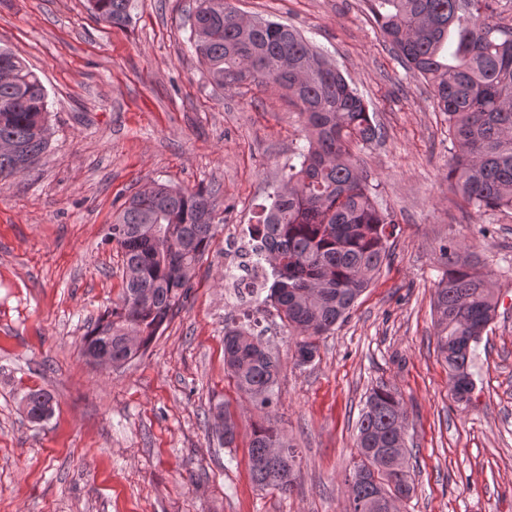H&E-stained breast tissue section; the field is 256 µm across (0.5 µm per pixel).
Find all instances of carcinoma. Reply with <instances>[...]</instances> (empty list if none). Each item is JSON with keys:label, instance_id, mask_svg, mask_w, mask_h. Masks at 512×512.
Wrapping results in <instances>:
<instances>
[{"label": "carcinoma", "instance_id": "1", "mask_svg": "<svg viewBox=\"0 0 512 512\" xmlns=\"http://www.w3.org/2000/svg\"><path fill=\"white\" fill-rule=\"evenodd\" d=\"M99 20H129L131 0H87ZM380 34L401 63L421 76L446 116L454 153L448 187L475 210L512 209V24L502 22L503 0H365ZM191 46L219 87L271 82L288 92L307 130L299 162L268 195L258 223L248 227L254 258L277 261L267 299L288 331L316 351L314 340L345 320L389 259L388 227L355 148L382 136L364 99L345 76L296 29L259 18L247 29L231 0H196ZM0 177L20 175L48 145L35 117L48 114L47 93L26 64L0 51ZM214 195L156 184L135 193L109 226L125 279L119 302L83 338V354L100 347L121 366L147 349L187 299L196 267L215 236ZM445 270L434 299L436 349L450 377L470 368L493 320L498 298L486 276L461 260L457 247H440ZM224 364L237 389L265 410L276 404L279 360L259 336L224 330ZM30 420L51 416L53 397L39 389L24 397ZM398 392L372 388L357 423L358 461L348 491L349 512H387L388 499L414 490L392 466L391 449L406 447ZM281 448L280 458L268 457ZM253 481L293 489L296 449L271 426H257L249 447Z\"/></svg>", "mask_w": 512, "mask_h": 512}]
</instances>
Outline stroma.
Segmentation results:
<instances>
[{
  "label": "stroma",
  "mask_w": 512,
  "mask_h": 512,
  "mask_svg": "<svg viewBox=\"0 0 512 512\" xmlns=\"http://www.w3.org/2000/svg\"><path fill=\"white\" fill-rule=\"evenodd\" d=\"M194 0H133L130 20H96L86 0H0V50L48 95V147L0 180V512H346L368 392L387 384L408 418L415 485L400 512H512V210L463 212L448 189V123L428 87L384 43L363 0H233L292 25L351 79L383 136L356 154L393 216L389 260L349 318L305 364L263 296L224 285L234 228L256 223L304 124L285 90L211 85L190 47ZM156 183L217 192L216 235L188 298L145 353L89 366V325L123 288L106 243L133 194ZM487 273L501 299L476 348L471 405L454 401L432 299L439 248ZM251 324L278 357V404L253 408L224 368V330ZM54 413L34 423L23 397ZM237 423L231 447L219 409ZM272 421L299 453L292 492L250 476L252 427ZM25 409L31 421L39 422L53 413V397L42 389L31 390L24 397Z\"/></svg>",
  "instance_id": "35a3bbf8"
}]
</instances>
